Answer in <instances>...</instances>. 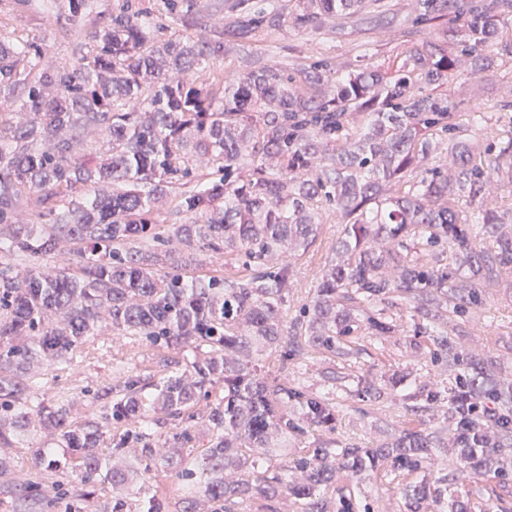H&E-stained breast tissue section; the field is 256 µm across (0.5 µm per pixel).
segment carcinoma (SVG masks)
<instances>
[{
    "mask_svg": "<svg viewBox=\"0 0 512 512\" xmlns=\"http://www.w3.org/2000/svg\"><path fill=\"white\" fill-rule=\"evenodd\" d=\"M238 35L276 39L280 0H241ZM303 28L342 16L354 0H311ZM437 0H416L405 41L443 24ZM445 45L410 51L390 71L357 65L326 84L317 62L294 64L300 88L262 65L208 85L197 74L236 51L222 40L160 39L133 6L108 16L95 0H64L61 16L90 34L74 65L48 69L28 41H0V93L22 86L11 117L0 119V237L12 258L74 251L75 268L21 269L0 262V447L37 421L59 430L82 459L80 484L112 483L107 512H127L117 494L137 476L170 466L183 498L143 501L141 512H376L363 490L374 478L401 488V512H491L481 495L454 488L437 449L453 436L460 468L504 488L512 480V390L488 364L448 344L452 314L477 298V285L512 272V235L496 234L500 209L477 202L484 186L512 170V130L498 151L476 140L484 113L458 121L439 92L459 67L497 69L487 50L512 0H444ZM448 146L445 168L429 162ZM173 196L180 224L162 228L154 203ZM470 199V209L458 207ZM342 225L320 283L294 322L283 306L295 260L321 240L318 203ZM37 224H21L22 214ZM496 236L490 254L475 235ZM450 253L452 263H443ZM222 256L235 272H203ZM412 310L415 357L452 371L393 390L391 380L354 374L366 336H407L397 319ZM106 327L192 359L158 379L112 385L98 421L68 423V404L29 400L39 365H55ZM321 356L340 366L326 393L300 384L294 361ZM276 357L277 369L265 370ZM222 396L202 414L201 399ZM394 403L399 421L377 447L334 437L343 401ZM123 432L101 448L104 424ZM176 430L162 432L167 423ZM210 435L202 458L171 452ZM308 447L292 456L291 447ZM136 454H128V448ZM56 467L52 449L35 451V476L17 481L20 512H40V478Z\"/></svg>",
    "mask_w": 512,
    "mask_h": 512,
    "instance_id": "obj_1",
    "label": "carcinoma"
}]
</instances>
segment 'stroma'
Listing matches in <instances>:
<instances>
[{
    "instance_id": "1",
    "label": "stroma",
    "mask_w": 512,
    "mask_h": 512,
    "mask_svg": "<svg viewBox=\"0 0 512 512\" xmlns=\"http://www.w3.org/2000/svg\"><path fill=\"white\" fill-rule=\"evenodd\" d=\"M197 2L202 10L195 21L187 23L171 19L165 0H135V5L154 24L160 25L161 38L210 41L221 34L226 40H233L228 24L236 17L231 9L234 0ZM309 9L308 0H290V18L282 23L281 36L276 42L250 38L244 41L238 55L218 59L215 70L224 75L238 74L256 59L282 67L301 53L315 61H326L327 75L335 80L345 75L349 66L366 61L386 69L408 54L409 46L401 31L415 16V0H386L380 8L368 2L348 18L325 19L315 28L296 26L293 15ZM23 36L40 39L43 62L52 68L71 64L90 42L87 32L74 28L62 30L60 21L55 14L46 11L42 0H0V39L12 41ZM491 49L498 56V70L473 76L463 65L444 88L449 105L460 114L483 109L491 101L512 104V15L500 21L499 37ZM321 214V247L315 254L303 256L295 266V286L283 307L284 318L289 322L296 318L300 307L317 287L320 271L331 253L330 247L342 231L330 206H323ZM479 291V305L449 320L448 339L458 350L494 364L499 380L508 386L512 384V274H505L503 285L483 284ZM366 347V353L359 359L362 374L378 376L393 365L420 379L429 374L441 381L448 378L444 369L425 366L414 358L406 337L372 339ZM168 356V351L152 348L141 338L121 336L108 329L74 349L69 363L43 371L32 400L49 405L58 399H67L68 420L77 426L99 414L101 394L117 380L136 373L166 374ZM397 419V409L385 403H367L362 412L357 407L347 406L336 422L335 436L344 443L370 441L377 444L385 440V428L395 425ZM59 445L54 431L39 427L12 447L0 448V457L10 462L7 483L0 487V512H17L15 483L32 472L34 451L38 448L57 449V467L49 481L75 491L77 512H102L111 502L112 487L106 482L97 485L90 496L79 495L81 461L61 451ZM156 493L165 494L172 503L180 499L182 488L174 471L162 468L145 478L135 479L128 503L135 510L140 499Z\"/></svg>"
}]
</instances>
